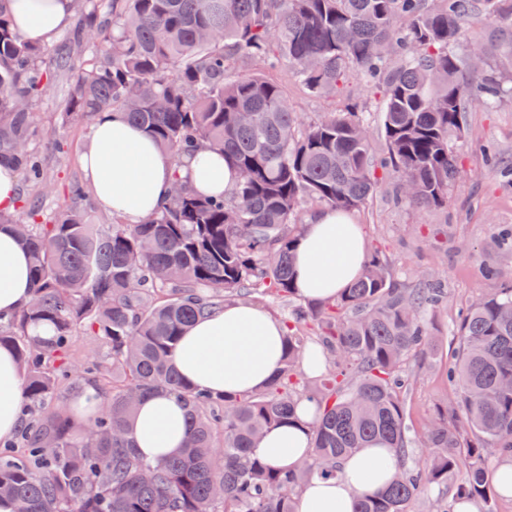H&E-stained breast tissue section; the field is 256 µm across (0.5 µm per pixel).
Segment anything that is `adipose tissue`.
Returning <instances> with one entry per match:
<instances>
[{
  "label": "adipose tissue",
  "instance_id": "adipose-tissue-1",
  "mask_svg": "<svg viewBox=\"0 0 512 512\" xmlns=\"http://www.w3.org/2000/svg\"><path fill=\"white\" fill-rule=\"evenodd\" d=\"M15 28L36 45L48 44L72 15L73 0H9ZM81 164L96 202L138 224L169 198L174 176L192 192L220 196L231 190L237 172L215 149L186 158L182 166L162 154L124 113L100 117ZM367 254L361 225L331 209L314 213L304 226L294 253L298 297L312 302L335 299L361 274ZM33 296L28 252L11 225L0 226V313L26 307ZM284 323L264 308L225 304L196 320L173 354L177 371L192 385L230 395L260 391L272 384L284 359ZM24 381L13 352L0 347V441H10L20 423ZM297 421L264 433L255 453L274 468L292 467L308 454L312 420L298 407ZM129 434L149 459L178 454L187 436L186 409L174 395L143 397L130 421ZM395 471L392 452L373 443L345 457L335 478H312L297 500V512H355L361 494L383 491Z\"/></svg>",
  "mask_w": 512,
  "mask_h": 512
}]
</instances>
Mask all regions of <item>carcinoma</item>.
<instances>
[{
	"mask_svg": "<svg viewBox=\"0 0 512 512\" xmlns=\"http://www.w3.org/2000/svg\"><path fill=\"white\" fill-rule=\"evenodd\" d=\"M75 2L77 24L60 52L25 41L0 0V163L44 184L31 105L52 75L66 74L63 121L118 110L175 164L205 144L240 179L203 198L176 169L174 193L140 224L92 223L78 181L72 204L45 223L0 211L29 252L34 282L32 302L0 317V346L22 369L31 414L0 451V500L14 512H295L310 477L337 473L343 457L379 440L398 472L386 490L360 496L356 512H410L461 467L456 499L478 498L492 512L486 458L512 455V288L472 304L453 327L459 351L448 382L471 435L462 458L460 431L441 412L412 434L400 373L411 356L431 354L425 314L445 298L441 282L403 287L375 253L334 302L305 307L293 303L292 260L307 203L359 210L384 176L416 204H448L460 174L452 140L473 104L491 109L501 93L456 47L478 46L481 25L512 33V0ZM89 39L95 58L86 64ZM256 64L288 66L312 95L353 81L379 94L386 154L357 136L361 112L302 125L274 79L248 73ZM234 296L288 302L284 366L264 391L215 396L180 377L171 358L187 327ZM37 324L54 335H31ZM82 330L109 354L77 371L68 350ZM305 353L323 364L313 383L296 369ZM115 368L124 381L108 390L101 379ZM73 378L101 404L80 433L61 391ZM160 391L181 398L189 433L180 455L151 461L127 427L136 402ZM301 401L319 411L310 454L274 469L254 454L257 440Z\"/></svg>",
	"mask_w": 512,
	"mask_h": 512,
	"instance_id": "carcinoma-1",
	"label": "carcinoma"
}]
</instances>
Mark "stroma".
I'll list each match as a JSON object with an SVG mask.
<instances>
[{"label": "stroma", "instance_id": "1", "mask_svg": "<svg viewBox=\"0 0 512 512\" xmlns=\"http://www.w3.org/2000/svg\"><path fill=\"white\" fill-rule=\"evenodd\" d=\"M478 41L486 49L483 70L500 78L504 92L495 109L476 104L467 115L465 138L457 145L461 174L448 191L449 206L417 207L397 198L392 182L386 179L368 205L352 214L364 229L368 250H380L392 278L412 286L433 275L442 278L447 288L444 304L427 315L436 343L431 358L414 357L406 364L412 384L405 404L408 422L417 434L438 411L453 408L457 400L446 379L445 365L453 361L458 347L451 329L459 314L484 296L512 286V248L499 245L497 239L499 229L512 226V184L487 165L483 151L485 145H494L503 161L512 163V36L489 26L479 30ZM276 77L302 123L356 107L364 113L374 150L384 151L382 118L372 92L357 84L346 98L316 97L303 90L288 69H281ZM68 84L67 76L54 78L32 104L42 131L32 148L51 184L41 206L47 217L70 204L67 188L71 182L86 179L80 156L94 122L83 118L63 121L61 104ZM59 133L69 144L64 154L55 148ZM489 267L497 269L496 278L486 276Z\"/></svg>", "mask_w": 512, "mask_h": 512}]
</instances>
